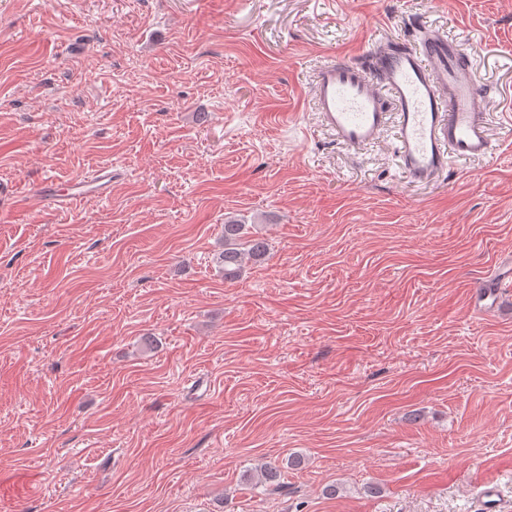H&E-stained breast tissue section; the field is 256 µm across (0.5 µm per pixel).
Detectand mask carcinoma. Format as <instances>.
Wrapping results in <instances>:
<instances>
[{"label": "carcinoma", "mask_w": 512, "mask_h": 512, "mask_svg": "<svg viewBox=\"0 0 512 512\" xmlns=\"http://www.w3.org/2000/svg\"><path fill=\"white\" fill-rule=\"evenodd\" d=\"M268 244L259 232L251 231L248 225L233 216L224 220V249L216 262L224 272V280L238 279L246 264L259 263L265 259Z\"/></svg>", "instance_id": "1"}]
</instances>
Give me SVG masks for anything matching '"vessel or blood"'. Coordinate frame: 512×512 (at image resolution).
Returning <instances> with one entry per match:
<instances>
[{
  "mask_svg": "<svg viewBox=\"0 0 512 512\" xmlns=\"http://www.w3.org/2000/svg\"><path fill=\"white\" fill-rule=\"evenodd\" d=\"M312 91L320 124L338 143L358 152L392 131L398 165L417 182L447 174L450 159L486 158L494 151L488 96L469 55L461 42L434 30L382 38L364 64L327 58L313 73ZM111 188L112 171L104 167L64 187L43 182L39 191L67 205ZM476 512H512L497 480L480 485Z\"/></svg>",
  "mask_w": 512,
  "mask_h": 512,
  "instance_id": "b4317fda",
  "label": "vessel or blood"
}]
</instances>
